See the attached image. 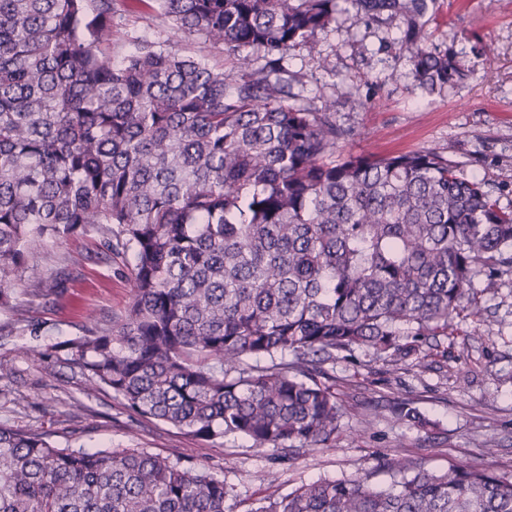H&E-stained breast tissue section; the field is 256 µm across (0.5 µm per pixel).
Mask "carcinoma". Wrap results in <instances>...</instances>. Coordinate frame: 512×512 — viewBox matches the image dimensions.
<instances>
[{
    "instance_id": "1",
    "label": "carcinoma",
    "mask_w": 512,
    "mask_h": 512,
    "mask_svg": "<svg viewBox=\"0 0 512 512\" xmlns=\"http://www.w3.org/2000/svg\"><path fill=\"white\" fill-rule=\"evenodd\" d=\"M222 46L234 79L179 48L113 41L115 0H0V307L68 297L95 233L132 256L112 322L37 352L191 438L259 453L328 444L344 411L321 365L365 348L397 370L453 334L477 288L512 280V207L434 149L343 155L329 107L288 101L280 62L338 0H140ZM405 27L429 94L469 77L428 45L435 0H345ZM397 419L428 421L403 403ZM391 486L322 479L252 512H512V477L394 455ZM224 479L144 449L60 447L0 424V512H225Z\"/></svg>"
}]
</instances>
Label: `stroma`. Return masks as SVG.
<instances>
[{
	"label": "stroma",
	"instance_id": "obj_1",
	"mask_svg": "<svg viewBox=\"0 0 512 512\" xmlns=\"http://www.w3.org/2000/svg\"><path fill=\"white\" fill-rule=\"evenodd\" d=\"M117 7L116 42L128 45L146 35L230 70L224 49L185 37L159 12L137 0H119ZM428 28L431 44L455 52L470 70L464 83L425 95L395 43V26L345 13L335 27L317 34V52L302 46L289 51V96L305 103L326 92L338 122L354 131L341 153L433 149L460 162L466 176L498 188L501 204L512 205V0H436ZM61 248L85 255L78 271L95 283L98 318L120 315L130 294L125 267L98 254L90 234L63 240ZM17 304L26 312L21 324L0 308V361L12 368L10 378L0 381V423L50 432L60 446L143 448L204 464L233 489L227 512H253L270 490L286 493L319 479L366 475L388 487L390 479L378 465L393 454L432 471L481 457L495 473L512 475V284L494 295L477 293L478 315L400 370L362 349L340 353L323 380L335 386L346 410L341 430L328 446L292 459L259 454L242 438L196 441L128 410L112 393L86 395L69 369L36 356L77 334L76 312L59 310L49 296L23 295ZM75 400L87 406V414L74 413ZM401 402L414 403L428 427L397 420L392 409Z\"/></svg>",
	"mask_w": 512,
	"mask_h": 512
}]
</instances>
